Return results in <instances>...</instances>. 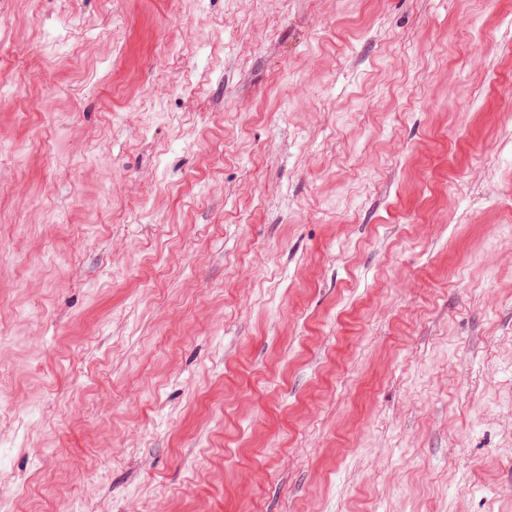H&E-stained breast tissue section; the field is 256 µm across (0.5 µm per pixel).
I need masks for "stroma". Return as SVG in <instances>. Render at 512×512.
Returning a JSON list of instances; mask_svg holds the SVG:
<instances>
[{"instance_id": "1", "label": "stroma", "mask_w": 512, "mask_h": 512, "mask_svg": "<svg viewBox=\"0 0 512 512\" xmlns=\"http://www.w3.org/2000/svg\"><path fill=\"white\" fill-rule=\"evenodd\" d=\"M0 512H512V0H0Z\"/></svg>"}]
</instances>
